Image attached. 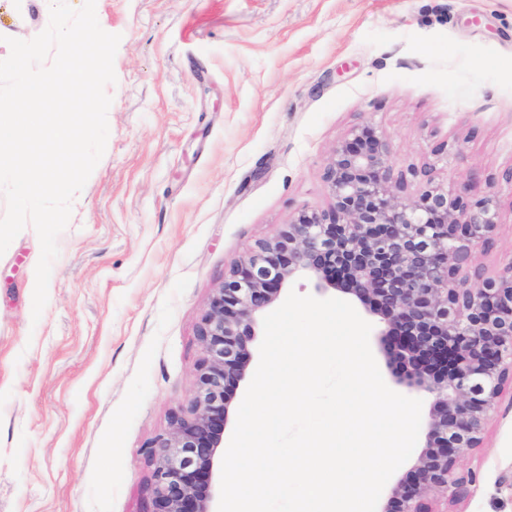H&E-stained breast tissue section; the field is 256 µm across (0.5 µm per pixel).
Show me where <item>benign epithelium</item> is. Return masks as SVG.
<instances>
[{
  "instance_id": "1",
  "label": "benign epithelium",
  "mask_w": 512,
  "mask_h": 512,
  "mask_svg": "<svg viewBox=\"0 0 512 512\" xmlns=\"http://www.w3.org/2000/svg\"><path fill=\"white\" fill-rule=\"evenodd\" d=\"M324 180L330 206L294 214L213 291L187 411L144 447L150 512H217L227 390L246 375L262 313L297 276L376 317L396 382L432 401L424 445L376 512H436L437 499H456L469 481L458 453L481 447L512 384V262L496 277L463 272L471 252L494 239L497 200L467 199L432 177L405 194L387 137L369 123L336 146Z\"/></svg>"
}]
</instances>
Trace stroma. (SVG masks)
I'll return each instance as SVG.
<instances>
[{"mask_svg": "<svg viewBox=\"0 0 512 512\" xmlns=\"http://www.w3.org/2000/svg\"><path fill=\"white\" fill-rule=\"evenodd\" d=\"M51 0H0L8 38ZM120 35L105 153L72 203L40 319L25 227L0 255V512H147L143 446L188 407L202 313L232 264L299 210L371 123L408 190L421 173L501 223L470 268L512 261V0H96ZM451 154L439 162L438 143ZM448 512H512V390Z\"/></svg>", "mask_w": 512, "mask_h": 512, "instance_id": "stroma-1", "label": "stroma"}]
</instances>
